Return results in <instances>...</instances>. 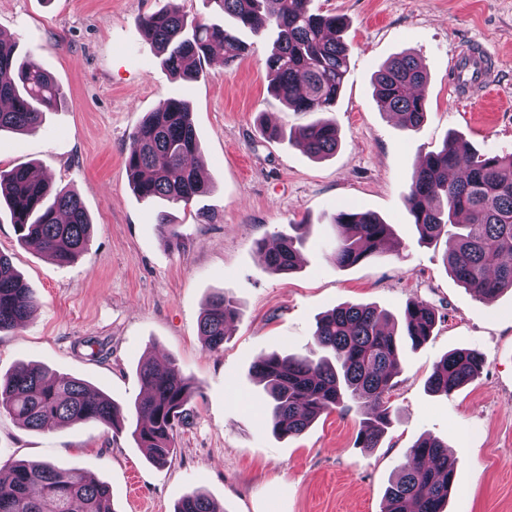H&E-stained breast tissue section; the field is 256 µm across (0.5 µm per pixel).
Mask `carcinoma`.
<instances>
[{
  "mask_svg": "<svg viewBox=\"0 0 512 512\" xmlns=\"http://www.w3.org/2000/svg\"><path fill=\"white\" fill-rule=\"evenodd\" d=\"M224 24L188 17L177 8L138 19L144 39L175 75L193 80L213 47L233 62L243 56L238 32L276 34L264 65L269 88L297 112H329L343 87L349 46L342 37L344 22L335 15L311 11L310 0H215ZM427 82V72L411 53H401L377 71L374 94L381 111L398 115L401 126L417 130L426 114V99L414 90ZM64 90L36 62L20 60L16 47L0 40V131L31 132L65 103ZM288 141L314 159L333 155L339 144L336 123L316 119L299 126ZM199 150L192 113L179 99H166L147 113L132 133L125 158L134 193L143 201L187 204L210 192L208 175L190 164ZM0 203L20 240L37 242L60 264L77 259L88 247L92 223L80 197L66 189L51 191L29 166L0 171ZM410 220L420 238L432 240L457 226L445 263L450 273L474 295L491 300L512 288V153L479 152L468 142L449 136L442 148L420 160L406 197ZM336 247L330 260L338 268L377 256L391 235L390 225L372 212L340 207L331 217ZM300 237L279 235L278 248L265 252L273 273H289L300 260ZM37 306L30 288L0 253V332L23 326ZM232 297L212 296L199 323L205 348H224L227 324L237 317ZM387 314L370 305L345 304L322 315L313 338L321 354L262 355L253 366L257 383L268 396L267 423L284 438L302 433L324 413L354 403L362 410L358 442L375 448L390 422L387 399L402 345L418 346L430 336L435 311L409 301L398 334L383 328ZM483 361L469 349L446 354L428 379L434 393L448 394L481 371ZM141 397L125 408L89 382L50 377L38 364H26L0 377V411L23 427L97 422L116 432L129 428L136 446L150 462L165 464L173 456L176 428L191 414L197 386L175 362L165 368L143 361L137 369ZM454 468L448 446L419 438L409 448L400 474L387 489L385 512H444ZM116 512L107 484L89 481L75 467L50 462L18 461L0 466V512ZM175 512H217L202 493L184 496Z\"/></svg>",
  "mask_w": 512,
  "mask_h": 512,
  "instance_id": "1",
  "label": "carcinoma"
}]
</instances>
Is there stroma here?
<instances>
[{"label": "stroma", "mask_w": 512, "mask_h": 512, "mask_svg": "<svg viewBox=\"0 0 512 512\" xmlns=\"http://www.w3.org/2000/svg\"><path fill=\"white\" fill-rule=\"evenodd\" d=\"M174 4L224 20L209 0H0V36L66 93L34 132L0 133V170L33 163L55 188L74 190L92 221L87 250L61 265L0 218V252L38 301L26 325L0 333V374L40 363L128 405L150 357L175 361L199 388L165 467L149 464L127 432L95 422L29 430L4 412L0 463L78 467L108 484L116 512H173L193 491L222 512H382L408 449L425 436L447 444L455 465L446 512H512V290L486 301L461 286L444 262L451 236L421 242L406 209L415 163L448 135L512 153V0H311L313 11L345 18L350 47L330 114L340 146L322 160L260 133L263 117L287 130L314 119L270 92L272 38L241 32L248 54L206 60L192 81L162 65L137 20ZM475 44L498 61L496 95L458 105L448 66ZM405 51L428 73L416 131L380 112L373 96L378 67ZM169 97L188 103L212 182L206 196L169 207L184 235L179 248L158 207L133 193L125 166L131 132ZM341 206L391 224L394 250L337 269L330 217ZM203 207L210 221L200 220ZM292 224L304 227L302 259L290 273L270 272L257 243ZM222 290L239 315L223 350L210 352L199 321ZM412 300L434 307L436 324L424 344L403 351L378 447H359L356 409L322 414L293 437L273 435L252 376L261 355L306 353L318 317L343 304L378 307L401 327ZM92 337L107 342L106 357L91 358ZM461 348L482 356L480 376L447 395L428 392L436 364Z\"/></svg>", "instance_id": "35a3bbf8"}]
</instances>
